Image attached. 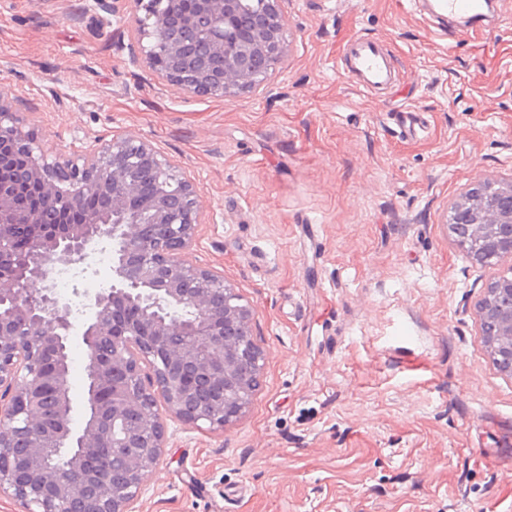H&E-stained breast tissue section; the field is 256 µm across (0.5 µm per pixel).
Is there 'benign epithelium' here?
Instances as JSON below:
<instances>
[{
    "label": "benign epithelium",
    "mask_w": 512,
    "mask_h": 512,
    "mask_svg": "<svg viewBox=\"0 0 512 512\" xmlns=\"http://www.w3.org/2000/svg\"><path fill=\"white\" fill-rule=\"evenodd\" d=\"M285 2L130 0V61L192 96L266 89L288 52ZM142 170L154 175L149 194ZM504 192L506 205L465 194L459 242L512 256ZM199 223L194 181L147 140L56 155L0 91V492L27 512H133L166 447L160 407L223 427L248 406L264 351L239 294L185 259ZM105 248L111 285L82 324L87 415L75 428L66 357L76 326L55 283ZM480 315L505 337L495 359L512 374V270L490 284Z\"/></svg>",
    "instance_id": "7a95c632"
}]
</instances>
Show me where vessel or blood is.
Segmentation results:
<instances>
[{
    "label": "vessel or blood",
    "mask_w": 512,
    "mask_h": 512,
    "mask_svg": "<svg viewBox=\"0 0 512 512\" xmlns=\"http://www.w3.org/2000/svg\"><path fill=\"white\" fill-rule=\"evenodd\" d=\"M512 6L507 0H430L431 14L439 20H458L470 27L484 26L489 15H502ZM341 69L364 89L384 90L393 82L385 45L371 38L348 42L341 53Z\"/></svg>",
    "instance_id": "vessel-or-blood-1"
}]
</instances>
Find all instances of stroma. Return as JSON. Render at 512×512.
Returning <instances> with one entry per match:
<instances>
[{"instance_id":"obj_1","label":"stroma","mask_w":512,"mask_h":512,"mask_svg":"<svg viewBox=\"0 0 512 512\" xmlns=\"http://www.w3.org/2000/svg\"><path fill=\"white\" fill-rule=\"evenodd\" d=\"M126 0H0V89L55 153L121 135L190 176L189 263L253 310L261 386L236 421L167 443L134 512H512V376L480 304L512 259L448 223L512 184V15L439 33L407 0H288L266 91L196 99L129 64ZM399 83L342 75L355 36Z\"/></svg>"}]
</instances>
